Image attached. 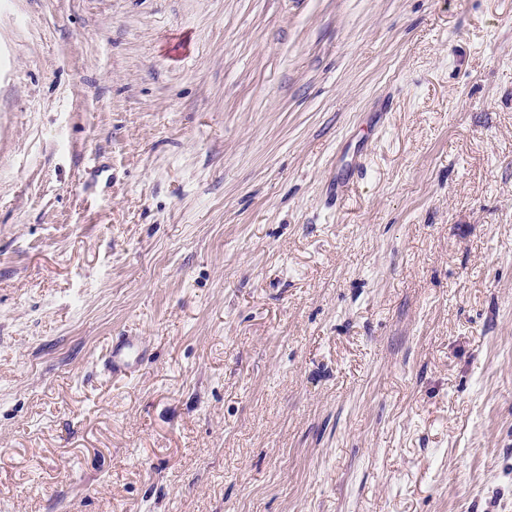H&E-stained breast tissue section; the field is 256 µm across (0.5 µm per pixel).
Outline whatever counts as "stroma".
Segmentation results:
<instances>
[{"instance_id":"stroma-1","label":"stroma","mask_w":512,"mask_h":512,"mask_svg":"<svg viewBox=\"0 0 512 512\" xmlns=\"http://www.w3.org/2000/svg\"><path fill=\"white\" fill-rule=\"evenodd\" d=\"M0 512H512V0H0ZM361 166V155H356L350 162H345L336 169V175L330 178L328 184L329 196L334 204L344 199L351 179L355 172L358 175ZM149 342L144 336L120 334L112 337L109 350L101 359L108 375L132 374L149 360Z\"/></svg>"}]
</instances>
